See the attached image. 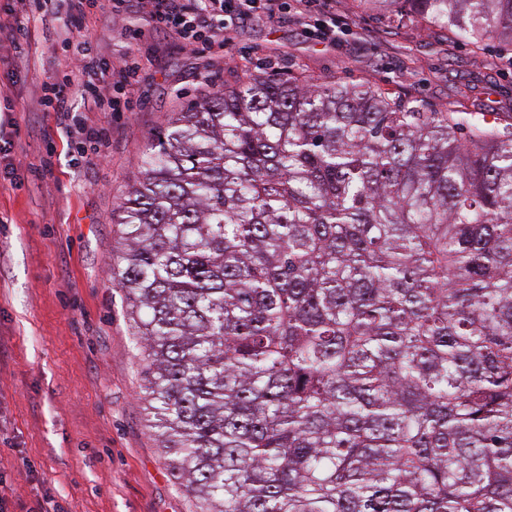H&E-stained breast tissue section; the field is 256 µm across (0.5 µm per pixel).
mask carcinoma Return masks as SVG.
<instances>
[{"instance_id":"carcinoma-1","label":"carcinoma","mask_w":512,"mask_h":512,"mask_svg":"<svg viewBox=\"0 0 512 512\" xmlns=\"http://www.w3.org/2000/svg\"><path fill=\"white\" fill-rule=\"evenodd\" d=\"M512 51V0H358ZM112 278L194 512H512V113L248 75L172 113Z\"/></svg>"}]
</instances>
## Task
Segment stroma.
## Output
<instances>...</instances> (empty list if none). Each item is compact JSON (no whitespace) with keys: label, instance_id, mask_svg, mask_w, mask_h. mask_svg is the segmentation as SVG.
<instances>
[{"label":"stroma","instance_id":"1","mask_svg":"<svg viewBox=\"0 0 512 512\" xmlns=\"http://www.w3.org/2000/svg\"><path fill=\"white\" fill-rule=\"evenodd\" d=\"M336 37L309 35L297 10L236 24L232 42L205 56L169 32L147 27L139 0L124 15L89 14L81 32L110 61L143 48L149 60L129 93L133 112H89L108 127L100 153L73 164L69 137L53 113L36 110L44 82L79 64L61 49L52 13L25 22L26 67L0 38V87L27 103L0 104V124L18 121V167L0 181V497L1 512H190L165 465L143 400L144 363L131 334L124 291L112 283V212L139 171L149 139L170 113L247 74L312 82L374 83L434 109L463 103L480 117L512 113V57L494 42L477 51L424 24L336 0ZM51 175L34 176L45 157Z\"/></svg>","mask_w":512,"mask_h":512}]
</instances>
